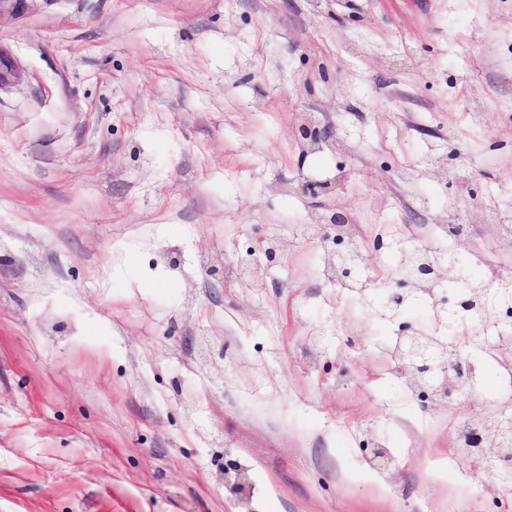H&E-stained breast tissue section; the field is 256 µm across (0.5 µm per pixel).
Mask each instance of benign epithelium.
Listing matches in <instances>:
<instances>
[{"label": "benign epithelium", "instance_id": "obj_1", "mask_svg": "<svg viewBox=\"0 0 512 512\" xmlns=\"http://www.w3.org/2000/svg\"><path fill=\"white\" fill-rule=\"evenodd\" d=\"M18 77V69L13 60L0 52V85ZM311 229L322 241L335 244L334 252L337 255L357 256L358 261L355 264L344 262L336 266L339 280H372L369 261L373 257H397L431 249V246L404 233L391 238L373 236L359 241L353 233L352 225L340 214L333 218V223L313 224ZM467 236L466 232L457 235L454 239L456 247L450 255L441 257L433 264L417 262L401 268L389 267L387 279L383 281L385 296L382 304L398 310L411 299H426L447 317L448 335L442 337L444 351L439 354L418 342V326L399 323L398 334L404 345L399 349L396 371L422 402L447 400L464 388L473 386L474 368L460 345L453 341L459 319L466 310L474 308L475 295L478 294L477 290L466 287L463 276L462 247ZM287 254V245L280 237L270 234L261 238L256 247L236 254L238 280L256 292L261 291L266 288L269 271L281 265ZM450 282L457 284L460 291L452 305L446 307L443 300L436 297L434 289L445 288ZM507 324H512V309L509 307L502 310L499 319L495 321L485 320L479 315L472 318L471 327L466 332L472 341L492 343L504 339L503 329ZM467 444L497 447L501 457L507 461L512 458V426L491 429L485 424L481 414L477 413L469 423Z\"/></svg>", "mask_w": 512, "mask_h": 512}]
</instances>
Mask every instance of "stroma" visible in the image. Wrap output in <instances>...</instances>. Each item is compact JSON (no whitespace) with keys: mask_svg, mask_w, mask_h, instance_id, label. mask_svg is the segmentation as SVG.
<instances>
[{"mask_svg":"<svg viewBox=\"0 0 512 512\" xmlns=\"http://www.w3.org/2000/svg\"><path fill=\"white\" fill-rule=\"evenodd\" d=\"M0 50V512H512L465 445L512 341L426 407L321 239L258 294L233 266L337 212L512 275V0H30Z\"/></svg>","mask_w":512,"mask_h":512,"instance_id":"1","label":"stroma"}]
</instances>
